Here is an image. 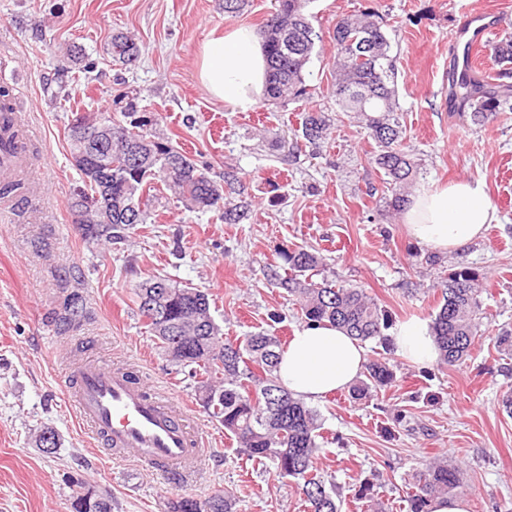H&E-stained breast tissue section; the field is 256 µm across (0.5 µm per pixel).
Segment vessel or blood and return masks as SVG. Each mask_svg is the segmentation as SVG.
Returning <instances> with one entry per match:
<instances>
[{
	"label": "vessel or blood",
	"instance_id": "1",
	"mask_svg": "<svg viewBox=\"0 0 512 512\" xmlns=\"http://www.w3.org/2000/svg\"><path fill=\"white\" fill-rule=\"evenodd\" d=\"M503 24L502 17L469 12L457 28L464 51L451 55L449 71L470 69L474 45L490 39ZM61 383L75 419L93 445H106L115 454L133 453L156 471L181 479L199 468L201 440L189 411L134 380L127 369L81 364L69 367Z\"/></svg>",
	"mask_w": 512,
	"mask_h": 512
}]
</instances>
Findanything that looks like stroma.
<instances>
[{"label":"stroma","mask_w":512,"mask_h":512,"mask_svg":"<svg viewBox=\"0 0 512 512\" xmlns=\"http://www.w3.org/2000/svg\"><path fill=\"white\" fill-rule=\"evenodd\" d=\"M273 7L274 0H250L228 17L224 0H0V85L21 89V128L38 156L32 188L15 191L0 213V512H73L88 487L110 492L112 512H169L178 497L227 490L233 512H307L292 480L247 460L206 414L193 379L166 360L134 295L141 282L166 276L208 293L226 337L266 328L274 311L283 318L278 334L290 337L301 320L275 279L285 246L319 252L322 277L364 288L398 321L432 320L450 265L486 272L487 317L462 362L421 368L394 352L390 386L362 400L342 390L313 403L332 439L318 468L335 484L341 512H367L356 497L365 480L384 512H405L413 473L436 461L457 469L456 493L471 512H512V417L500 404L512 388V356L496 346L512 331V112L476 125L446 104L448 52L462 16L481 9L512 21V0H311L306 12L321 37L306 74L313 98L232 109L200 84L201 47L211 33L258 25ZM364 7L383 15L399 56L403 137L420 163L414 189L480 179L496 209L497 223L463 252L436 254L412 240L370 162L373 141L336 110L333 29ZM117 32L136 39L135 66L113 63L108 45ZM73 46L83 53L78 79L62 87L57 73ZM129 87L158 114V132L213 180L233 175L232 200L248 204L240 223L189 210L161 191L150 203L154 223L133 226L124 242L81 239L69 208L79 175L68 125L76 111L112 112L114 96ZM315 104L332 118L316 155L290 145ZM72 293L87 316L63 329L57 321ZM89 361L127 367L187 405L207 454L195 482L171 481L130 452L116 460L93 449L58 396L60 372ZM46 429L56 435L54 448L33 442Z\"/></svg>","instance_id":"obj_1"}]
</instances>
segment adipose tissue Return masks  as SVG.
Segmentation results:
<instances>
[{
    "label": "adipose tissue",
    "mask_w": 512,
    "mask_h": 512,
    "mask_svg": "<svg viewBox=\"0 0 512 512\" xmlns=\"http://www.w3.org/2000/svg\"><path fill=\"white\" fill-rule=\"evenodd\" d=\"M198 79L224 104L248 109L255 105L266 79L261 42L254 28L238 25L208 38L201 50ZM411 235L443 252H459L476 240L497 216L482 180L433 186L412 197L403 214ZM392 338L398 352L418 365L438 358L426 323L404 321ZM367 362L363 345L342 329L313 324L298 328L280 352L277 370L282 386L314 402L353 384Z\"/></svg>",
    "instance_id": "ef3b65f1"
}]
</instances>
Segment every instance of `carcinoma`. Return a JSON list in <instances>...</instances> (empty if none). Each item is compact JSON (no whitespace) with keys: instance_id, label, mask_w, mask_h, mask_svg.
Instances as JSON below:
<instances>
[{"instance_id":"cac0c4a2","label":"carcinoma","mask_w":512,"mask_h":512,"mask_svg":"<svg viewBox=\"0 0 512 512\" xmlns=\"http://www.w3.org/2000/svg\"><path fill=\"white\" fill-rule=\"evenodd\" d=\"M310 0H276V5L258 27L267 64L265 95L275 104L311 98L305 76L320 36L312 27L306 7ZM335 55L332 62V97L336 111L352 113L360 127L376 144L371 163L387 177L390 206L398 211L406 204L407 189L418 164L403 143L398 99V57L382 18L373 11L348 14L333 31ZM499 66L496 82L476 71H467L452 81V95L467 108L473 124L482 125L498 113L512 111V35L506 34L493 48ZM112 60L125 66L136 64L140 49L132 36L112 35ZM114 111L125 123H115L107 113H77L68 128L70 155L77 159L87 150L78 128L85 123L102 125L104 148L86 167L76 166L81 186L71 197V211L78 199L93 203L97 223L88 242L108 244L124 239L134 224H145L150 210L142 202L144 187L156 180L188 206L215 211L227 224L244 215L223 187L204 168L176 147L168 137L153 131L158 118L140 119L136 91L119 94ZM12 107L0 103V145L17 149L12 131ZM330 118L322 108L304 113L299 133L317 149L326 139ZM287 265L278 284L293 297L301 319L337 326L354 339L377 340L384 344L394 325L392 314L379 307L364 289L336 280H312L322 266L319 254L307 249H284ZM483 273L460 261L448 269L439 284L442 301L431 323L439 359L453 366L467 356L478 332L483 309L480 301ZM139 315L159 341L173 366L190 368L197 379L196 396L208 416L236 440L249 460L272 463L282 477H291L303 496L307 512H339L336 488L326 486L318 474L321 424L316 411L288 392L277 376L278 350L282 338L262 330L234 340L223 336L212 313L208 294L168 277H156L135 290ZM67 324L85 317L83 300L72 295L66 305ZM394 378L386 353L366 364L365 379L351 390L354 399L389 386ZM458 487L455 470L435 462L413 475L407 493L408 512H429V503ZM77 497L74 512H112L110 496ZM171 512H232L228 496L204 500L182 496L171 502Z\"/></svg>"}]
</instances>
